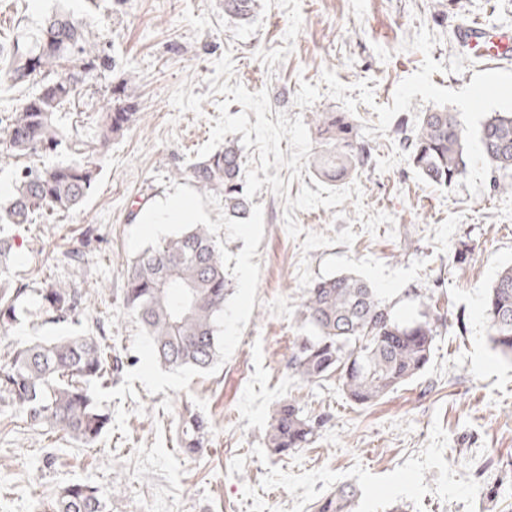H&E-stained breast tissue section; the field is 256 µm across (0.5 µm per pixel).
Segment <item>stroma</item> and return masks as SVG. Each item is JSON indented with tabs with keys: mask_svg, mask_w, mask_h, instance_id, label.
<instances>
[{
	"mask_svg": "<svg viewBox=\"0 0 512 512\" xmlns=\"http://www.w3.org/2000/svg\"><path fill=\"white\" fill-rule=\"evenodd\" d=\"M59 7L116 68L88 77L78 107L59 115V159L96 163L97 179L80 210L18 229L15 282L82 288L80 329L138 367V322L123 304L129 213L190 184L189 166L228 138L263 208L261 272L216 374L154 395L137 380L135 397L105 402L128 411L127 433L84 446L0 417V512H53L73 482L96 487L108 512H315L345 484L356 512H512V361L493 350L483 307L512 267V193L494 190L476 149L454 185L426 184L398 134L423 112L459 113L474 134L489 113L512 111V59L477 58L456 38L465 22L512 32V0H261L247 24L225 17L224 0H0V40L32 39ZM128 72L138 119L102 143L112 83ZM316 112L348 113L367 150L334 183L311 166ZM467 243L479 251L454 262ZM343 273L401 319L428 311L438 327L427 369L365 408L337 379L310 383L288 367L307 289ZM288 399L323 425L278 458L266 433ZM189 411L209 422L191 456L179 445Z\"/></svg>",
	"mask_w": 512,
	"mask_h": 512,
	"instance_id": "35a3bbf8",
	"label": "stroma"
}]
</instances>
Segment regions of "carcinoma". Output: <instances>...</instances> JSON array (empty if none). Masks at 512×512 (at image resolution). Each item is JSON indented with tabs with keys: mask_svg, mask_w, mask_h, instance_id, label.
I'll return each mask as SVG.
<instances>
[{
	"mask_svg": "<svg viewBox=\"0 0 512 512\" xmlns=\"http://www.w3.org/2000/svg\"><path fill=\"white\" fill-rule=\"evenodd\" d=\"M259 0H224V16L247 22ZM113 67L98 40L67 10L48 15L33 42L20 38L0 45V69L11 85L35 84V93L13 112L0 114L7 131L6 157L46 156L58 152L62 138L58 112L75 103L79 87L94 73ZM131 75L112 84V102L103 116V141L120 135L137 120L139 103L130 92ZM313 123L328 148L313 161L327 179L364 161L350 118L343 112H315ZM402 143L420 178L450 186L469 165V133L457 112H423L412 128H401ZM482 157L498 174V186L512 192V112H492L480 126ZM241 150L231 139L224 147L193 163L190 177L201 192L224 198V212L248 218L252 201L240 182ZM97 165L57 162L14 171V189L0 201V335L17 323V310L28 290L8 278L15 259L13 231L37 217L79 208L88 197ZM230 282L217 241L201 224L142 251L126 274L123 302L154 338L158 361L177 368H209L217 359L216 315L224 308ZM43 322L68 323L83 303L81 289L55 283L40 293ZM489 338L512 359V268L504 269L485 297ZM436 328L432 317L403 322L367 281L355 275L321 279L308 288L299 336L289 368L301 378L320 382L337 377L346 398L359 406L376 403L419 375L430 361ZM123 366L112 346L91 333H66L43 342L15 347L0 363V405L10 407L30 426L47 427L85 445L95 444L111 417L94 406L89 384L105 386L112 371ZM319 424L307 418L294 401L278 405L267 431L266 448L285 455L304 448ZM207 428L197 413L182 418V448L193 454ZM356 491L343 486L317 505V512H353ZM54 512H107L96 487L66 485Z\"/></svg>",
	"mask_w": 512,
	"mask_h": 512,
	"instance_id": "cac0c4a2",
	"label": "carcinoma"
}]
</instances>
